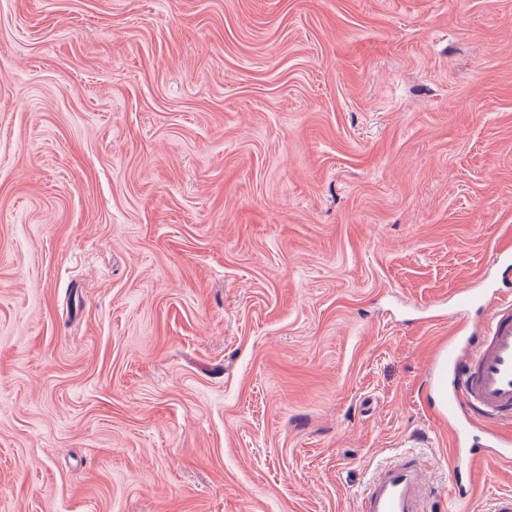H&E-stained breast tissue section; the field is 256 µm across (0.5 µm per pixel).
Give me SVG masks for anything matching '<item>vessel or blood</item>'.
Masks as SVG:
<instances>
[{"instance_id": "obj_1", "label": "vessel or blood", "mask_w": 512, "mask_h": 512, "mask_svg": "<svg viewBox=\"0 0 512 512\" xmlns=\"http://www.w3.org/2000/svg\"><path fill=\"white\" fill-rule=\"evenodd\" d=\"M459 304L487 308L490 315L471 335L449 339L438 355L448 374L444 412L463 414L468 424L482 428L469 463L454 476L458 486L484 463L512 459V289L467 293ZM426 494L422 467L409 455L375 472L357 512H425Z\"/></svg>"}]
</instances>
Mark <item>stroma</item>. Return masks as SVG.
Instances as JSON below:
<instances>
[{
  "label": "stroma",
  "mask_w": 512,
  "mask_h": 512,
  "mask_svg": "<svg viewBox=\"0 0 512 512\" xmlns=\"http://www.w3.org/2000/svg\"><path fill=\"white\" fill-rule=\"evenodd\" d=\"M512 242V0H0V512H356L426 462Z\"/></svg>",
  "instance_id": "obj_1"
}]
</instances>
